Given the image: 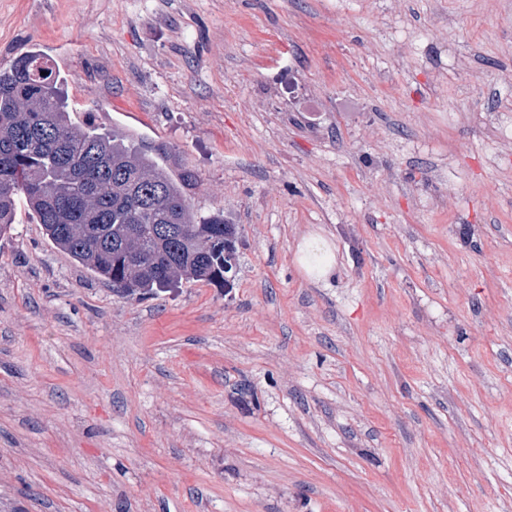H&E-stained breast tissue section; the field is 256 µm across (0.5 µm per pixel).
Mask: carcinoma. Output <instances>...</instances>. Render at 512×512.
I'll return each instance as SVG.
<instances>
[{"instance_id":"carcinoma-1","label":"carcinoma","mask_w":512,"mask_h":512,"mask_svg":"<svg viewBox=\"0 0 512 512\" xmlns=\"http://www.w3.org/2000/svg\"><path fill=\"white\" fill-rule=\"evenodd\" d=\"M60 82L35 49L0 69V235L22 202L58 250L124 294L154 295L184 275L224 282L235 226L194 214L190 174L75 124Z\"/></svg>"}]
</instances>
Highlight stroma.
Listing matches in <instances>:
<instances>
[{"label":"stroma","mask_w":512,"mask_h":512,"mask_svg":"<svg viewBox=\"0 0 512 512\" xmlns=\"http://www.w3.org/2000/svg\"><path fill=\"white\" fill-rule=\"evenodd\" d=\"M34 47L237 260L139 300L19 209L0 512H512V0H0ZM306 269L315 271L318 275H326L331 266L328 261V249L319 240L308 244L305 251Z\"/></svg>","instance_id":"stroma-1"}]
</instances>
